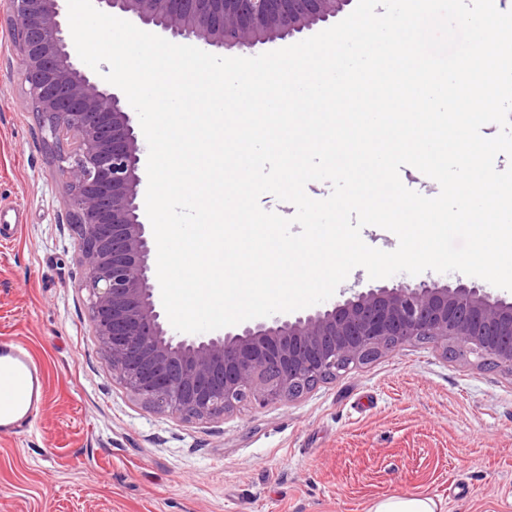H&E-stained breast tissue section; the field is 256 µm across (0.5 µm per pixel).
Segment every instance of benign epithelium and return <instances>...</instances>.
I'll return each instance as SVG.
<instances>
[{
  "instance_id": "7a95c632",
  "label": "benign epithelium",
  "mask_w": 512,
  "mask_h": 512,
  "mask_svg": "<svg viewBox=\"0 0 512 512\" xmlns=\"http://www.w3.org/2000/svg\"><path fill=\"white\" fill-rule=\"evenodd\" d=\"M64 0H4L19 74L64 180L88 321L112 379L185 422L245 403L299 399L365 363L425 342L512 367V301L435 281L348 294L292 317L211 334L177 333L165 314L143 221L144 148L114 85L85 70L65 32ZM151 31L250 52L313 30L352 0H93Z\"/></svg>"
}]
</instances>
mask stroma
<instances>
[{
    "label": "stroma",
    "instance_id": "1",
    "mask_svg": "<svg viewBox=\"0 0 512 512\" xmlns=\"http://www.w3.org/2000/svg\"><path fill=\"white\" fill-rule=\"evenodd\" d=\"M0 10V339L25 342L46 399L0 435V512H368L428 495L443 512H512V368L410 343L305 398L206 423L113 383L92 335L66 189L17 75Z\"/></svg>",
    "mask_w": 512,
    "mask_h": 512
}]
</instances>
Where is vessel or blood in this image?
<instances>
[{"instance_id":"obj_1","label":"vessel or blood","mask_w":512,"mask_h":512,"mask_svg":"<svg viewBox=\"0 0 512 512\" xmlns=\"http://www.w3.org/2000/svg\"><path fill=\"white\" fill-rule=\"evenodd\" d=\"M45 394L42 368L19 343L0 344V432L33 416Z\"/></svg>"}]
</instances>
